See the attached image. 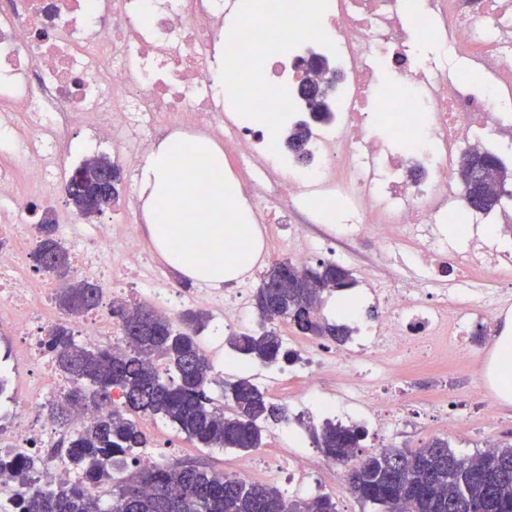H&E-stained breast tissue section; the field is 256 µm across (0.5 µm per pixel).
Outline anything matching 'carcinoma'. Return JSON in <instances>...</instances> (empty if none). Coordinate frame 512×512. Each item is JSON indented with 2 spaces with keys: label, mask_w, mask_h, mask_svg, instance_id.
Here are the masks:
<instances>
[{
  "label": "carcinoma",
  "mask_w": 512,
  "mask_h": 512,
  "mask_svg": "<svg viewBox=\"0 0 512 512\" xmlns=\"http://www.w3.org/2000/svg\"><path fill=\"white\" fill-rule=\"evenodd\" d=\"M310 134L306 123L288 134V149L301 161L310 160ZM110 163L109 157L96 156L76 168L84 177L71 183V204L86 218L102 214L118 199L117 188L106 190L94 175L96 167ZM463 187L467 201L481 194L474 209L492 211L508 194L506 168L497 154L474 153ZM55 230L48 222L37 225L36 254L51 257L47 272L65 269L70 262ZM354 284L351 271L331 260L299 265L284 287L258 288L255 309L263 324L285 321L303 336H327L342 343L350 329L330 322L323 309L328 295ZM99 302V288L86 280L67 285L57 295L59 308L74 316ZM113 313L121 318L123 348L79 344L65 321L48 334L45 344L72 383L64 401L49 404L56 423L68 425L74 406L100 405L112 399L114 391L122 406L71 435L65 464L77 474L76 480L36 487L16 503L18 512H336L329 495L290 500L274 486L193 462L159 463L124 474L127 462H138L148 447L133 414L165 418L200 448L249 451L261 444L262 425L285 419L286 408L268 401L248 378L224 391L232 402L231 415L213 407L206 391L210 367L197 336L207 321L205 314L187 312L177 325L146 306L127 311L118 303ZM228 344L240 358L264 366L293 357L273 329L239 333ZM364 436L359 426L327 421L312 432V441L327 460L350 466L346 490L383 512H512V445L461 458L447 441L437 439L414 451L385 449L362 456L358 448ZM0 472L28 487L35 463L23 456L1 459Z\"/></svg>",
  "instance_id": "1"
}]
</instances>
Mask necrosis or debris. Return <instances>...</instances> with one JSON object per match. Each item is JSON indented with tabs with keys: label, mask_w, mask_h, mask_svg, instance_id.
<instances>
[{
	"label": "necrosis or debris",
	"mask_w": 512,
	"mask_h": 512,
	"mask_svg": "<svg viewBox=\"0 0 512 512\" xmlns=\"http://www.w3.org/2000/svg\"><path fill=\"white\" fill-rule=\"evenodd\" d=\"M219 43L236 65L220 86ZM324 52L336 56L337 102L307 145L312 164L274 151L221 108L229 90L240 108L281 122L298 60ZM389 79L398 96L380 95ZM76 128L90 149L116 148L134 172L172 134L220 140L243 172L255 217L284 223L307 211L337 238L370 241L400 269L395 279L361 272L378 314L350 344L285 338L294 355L287 379L260 382L298 415H331L386 435L407 428L422 415L387 398V382L447 353L470 362L472 327L512 313V288L490 280L512 269V201L490 213L470 209L458 165L463 151H497L512 175V0H334L325 11L316 0H279L230 24L224 0H18L0 9V151L15 160L0 169V352L9 363L25 361L28 382L0 402V458L31 454L37 484L66 478L69 436L43 408L68 384L38 339L58 317L48 307L53 283L31 273V196L56 224L77 277L173 320L186 306L212 312L216 328L203 351L214 367L224 365L225 332L250 323V277L230 290H180L144 262L135 225H86L59 212L55 187L66 178ZM19 173L23 192L13 187ZM455 212L465 218L456 248L447 228ZM328 368L341 371L338 387L312 394ZM290 381L300 395L289 394ZM269 435L275 449L240 458L235 476L306 495L322 462L302 451L293 420L276 422Z\"/></svg>",
	"instance_id": "necrosis-or-debris-1"
}]
</instances>
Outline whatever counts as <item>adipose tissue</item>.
Wrapping results in <instances>:
<instances>
[{"label": "adipose tissue", "instance_id": "obj_1", "mask_svg": "<svg viewBox=\"0 0 512 512\" xmlns=\"http://www.w3.org/2000/svg\"><path fill=\"white\" fill-rule=\"evenodd\" d=\"M191 148L211 177L223 181L221 192H197L192 181L176 175V161ZM139 184L153 246L184 276L219 285L253 265L262 242L256 225L225 221L224 201L238 198L239 186L225 178L224 150L217 143L168 137L150 153Z\"/></svg>", "mask_w": 512, "mask_h": 512}]
</instances>
